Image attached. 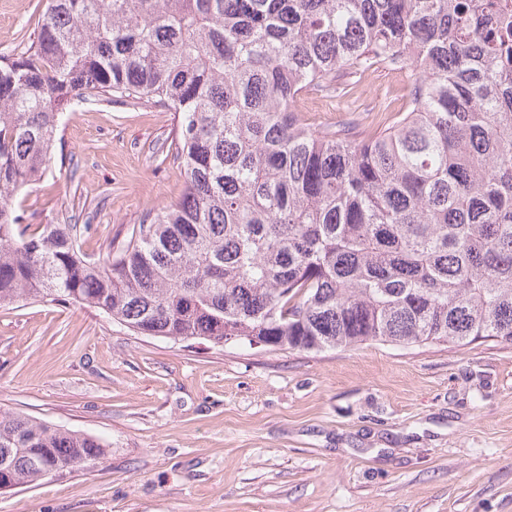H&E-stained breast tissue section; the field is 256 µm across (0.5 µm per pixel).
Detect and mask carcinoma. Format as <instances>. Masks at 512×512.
<instances>
[{
  "instance_id": "cac0c4a2",
  "label": "carcinoma",
  "mask_w": 512,
  "mask_h": 512,
  "mask_svg": "<svg viewBox=\"0 0 512 512\" xmlns=\"http://www.w3.org/2000/svg\"><path fill=\"white\" fill-rule=\"evenodd\" d=\"M0 56V306H89L142 336L305 352L512 343V0H46ZM409 70L381 120L316 128L374 65ZM178 114L180 200L115 252L25 223L73 101ZM32 448L47 454L33 459ZM106 444L0 410L14 485Z\"/></svg>"
}]
</instances>
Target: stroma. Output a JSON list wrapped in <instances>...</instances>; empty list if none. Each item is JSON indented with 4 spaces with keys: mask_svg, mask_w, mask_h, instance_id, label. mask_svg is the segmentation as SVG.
Listing matches in <instances>:
<instances>
[{
    "mask_svg": "<svg viewBox=\"0 0 512 512\" xmlns=\"http://www.w3.org/2000/svg\"><path fill=\"white\" fill-rule=\"evenodd\" d=\"M41 0H0V56ZM403 71L358 78L347 100L306 95L321 127L363 124ZM52 163L19 196L32 225L89 218L91 256L177 202L163 107L74 102ZM0 408L110 445L95 466L0 493V512H512V343H371L323 352L137 336L94 309L0 307Z\"/></svg>",
    "mask_w": 512,
    "mask_h": 512,
    "instance_id": "1",
    "label": "stroma"
}]
</instances>
